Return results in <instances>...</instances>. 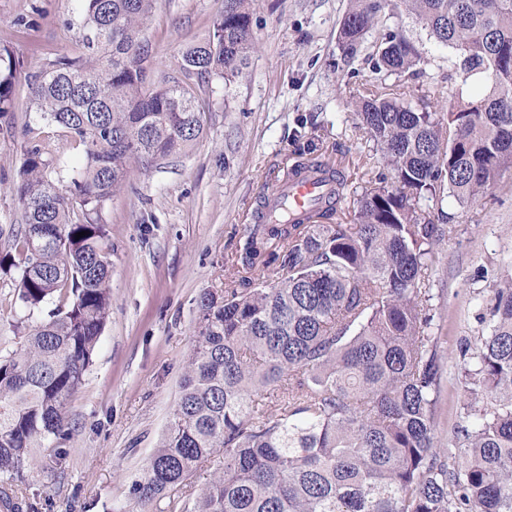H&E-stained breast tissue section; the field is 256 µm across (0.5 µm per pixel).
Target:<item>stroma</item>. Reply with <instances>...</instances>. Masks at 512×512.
<instances>
[{"label": "stroma", "instance_id": "1", "mask_svg": "<svg viewBox=\"0 0 512 512\" xmlns=\"http://www.w3.org/2000/svg\"><path fill=\"white\" fill-rule=\"evenodd\" d=\"M351 0H256V50L231 85L198 92L203 133L181 157L151 170L131 167L105 204L112 309L84 381L67 404L70 431L37 449L14 485L22 512H144L134 491L178 398L193 348L200 296L231 287L229 257L264 197L294 163L295 140L316 154L342 152L353 190L372 186L383 166L351 113L378 83L370 56L381 36L343 62L340 22ZM77 0H0V47L23 61L14 108L0 119V250L22 222L15 192L24 153L45 146L62 176L84 163L69 138L29 110L26 73L82 55L70 20ZM224 0H158L143 34L151 80L176 76L184 52L209 42ZM435 223L455 230L436 247L433 284L448 381L437 406V446L459 455L462 404L452 383L459 345L483 329L476 300L511 272L512 172L469 209L446 200ZM15 276L0 275V356L20 347Z\"/></svg>", "mask_w": 512, "mask_h": 512}]
</instances>
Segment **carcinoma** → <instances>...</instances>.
Wrapping results in <instances>:
<instances>
[{"label": "carcinoma", "mask_w": 512, "mask_h": 512, "mask_svg": "<svg viewBox=\"0 0 512 512\" xmlns=\"http://www.w3.org/2000/svg\"><path fill=\"white\" fill-rule=\"evenodd\" d=\"M83 56L28 76L30 109L82 146L64 186L40 146L26 150L16 193L23 224L0 273L14 272L22 310L70 304L24 326L0 358V473L68 431L66 404L92 362L111 306L104 203L128 169L178 158L202 133L186 81L231 82L256 48L254 0H224L212 42L183 55L182 77L148 80L142 27L157 0H78ZM337 42L354 59L382 10L395 18L372 56L380 83L355 116L391 181L336 219L349 174L296 151L289 172L329 176L334 191L293 222L250 225L236 285L200 297L199 322L166 432L139 499L182 512H512V279L478 299L490 326L460 345L462 460L435 445L443 391L441 337L425 270L447 228L512 170V0H352ZM454 58L443 69L403 30V12ZM20 60L0 48V118L12 111ZM436 68L428 85L415 75ZM448 84L440 98L438 89ZM440 100L434 110L431 99ZM87 235L76 238V233ZM262 268L268 281L253 287ZM213 458L223 467L193 498L177 493Z\"/></svg>", "instance_id": "carcinoma-1"}]
</instances>
